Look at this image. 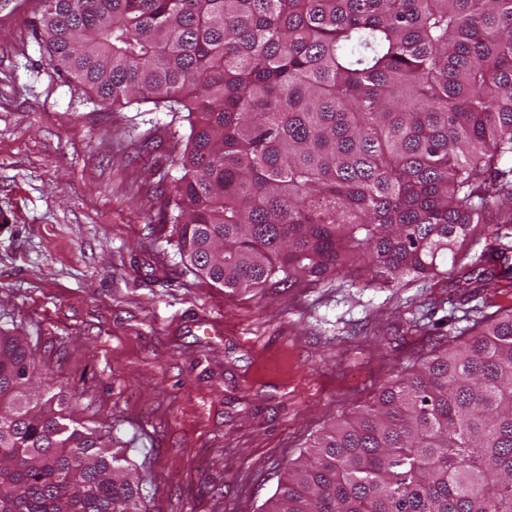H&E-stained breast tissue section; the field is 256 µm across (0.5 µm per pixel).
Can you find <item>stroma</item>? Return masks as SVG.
I'll use <instances>...</instances> for the list:
<instances>
[{
	"label": "stroma",
	"instance_id": "35a3bbf8",
	"mask_svg": "<svg viewBox=\"0 0 512 512\" xmlns=\"http://www.w3.org/2000/svg\"><path fill=\"white\" fill-rule=\"evenodd\" d=\"M41 6L0 0V329L28 336L40 390L126 447L146 512H261L328 423L512 305V288L461 300L452 270L246 292L195 276L169 203L184 113L60 77Z\"/></svg>",
	"mask_w": 512,
	"mask_h": 512
}]
</instances>
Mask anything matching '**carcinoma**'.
<instances>
[{"label":"carcinoma","instance_id":"carcinoma-1","mask_svg":"<svg viewBox=\"0 0 512 512\" xmlns=\"http://www.w3.org/2000/svg\"><path fill=\"white\" fill-rule=\"evenodd\" d=\"M34 32L101 101L187 113L174 223L217 287L450 263L467 297L512 288L506 249L460 253L512 224V0H43ZM36 372L1 333L0 512H142L140 472ZM264 512H512V307L327 424ZM494 230L495 227L482 229V233L478 236L474 241H470L466 243L463 247V253L466 254V259L464 263L470 269L472 264H475V267L478 266L477 261L478 257L483 254V252H489L491 250H495L498 247L512 246V237L508 238H497L495 233L492 234L491 230ZM501 245V246H500Z\"/></svg>","mask_w":512,"mask_h":512}]
</instances>
